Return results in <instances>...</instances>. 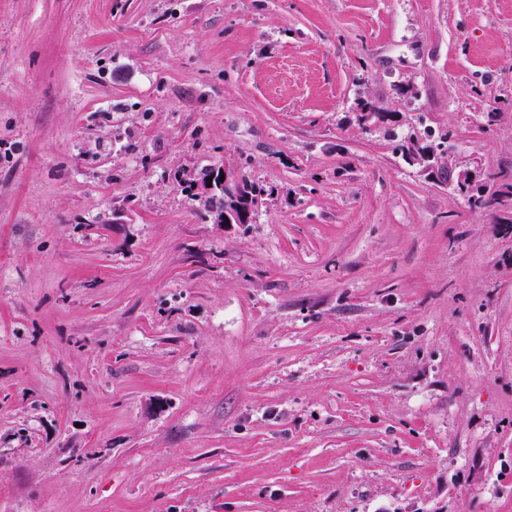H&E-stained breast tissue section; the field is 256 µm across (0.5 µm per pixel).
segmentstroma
Instances as JSON below:
<instances>
[{
	"label": "stroma",
	"instance_id": "stroma-1",
	"mask_svg": "<svg viewBox=\"0 0 512 512\" xmlns=\"http://www.w3.org/2000/svg\"><path fill=\"white\" fill-rule=\"evenodd\" d=\"M511 186L512 0H0V512H512ZM221 176H224V179H221ZM212 177V184H209L208 178ZM215 180L218 182L220 186L224 185V189L233 196V200L236 201V196L239 195V185L240 181L242 183V193L244 195L249 194L252 198L251 201L255 203L256 193L261 194L264 190L262 188H257L253 184H248V182L241 178L240 181L237 178L229 176L225 172L220 171L218 175V171H212L210 175L205 180H200L198 186L204 192H210L214 188Z\"/></svg>",
	"mask_w": 512,
	"mask_h": 512
}]
</instances>
